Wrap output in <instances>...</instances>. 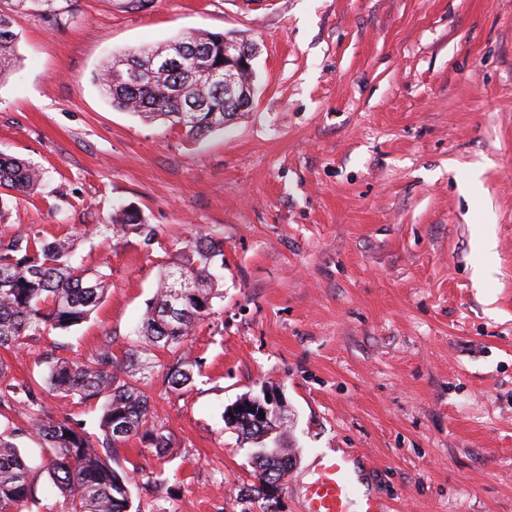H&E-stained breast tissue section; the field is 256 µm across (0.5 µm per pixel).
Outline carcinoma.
Returning <instances> with one entry per match:
<instances>
[{
  "label": "carcinoma",
  "mask_w": 512,
  "mask_h": 512,
  "mask_svg": "<svg viewBox=\"0 0 512 512\" xmlns=\"http://www.w3.org/2000/svg\"><path fill=\"white\" fill-rule=\"evenodd\" d=\"M18 34L11 19L0 14V76L17 59ZM224 36L198 30L158 47L128 50L112 57L97 80L113 107L146 121L184 125L187 133L205 137L224 129V85L212 75L224 74ZM43 172L31 163L0 156V218L3 192L31 196ZM135 231L145 245L157 236L131 209L96 226L106 238L113 228ZM224 268V246L205 230L183 242L164 273L160 298L143 318L145 340L118 355L106 340L94 353L60 356L45 353L46 369L38 380L16 383L9 365L0 360V409H19L26 428L14 422L0 427V512L30 495L28 468L14 442L19 435L38 439L53 449L49 471L68 501L69 512H130L132 477L111 467L99 449L118 448L133 437L147 441L157 457L165 455L170 438L157 425L149 398L135 378L139 355L163 349L172 357L167 383L174 390L193 380V361L186 348L196 326L213 313L214 271ZM109 264L88 267L75 259V239L47 237L35 226L0 239V349H19L32 336L69 332L87 322L107 290ZM52 390L71 404L99 411L97 430L63 412L44 415L41 394ZM237 429L256 442L266 428L249 409L237 413ZM254 456L255 478L283 481L288 474L286 451Z\"/></svg>",
  "instance_id": "cac0c4a2"
}]
</instances>
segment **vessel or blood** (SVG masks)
Here are the masks:
<instances>
[{
	"mask_svg": "<svg viewBox=\"0 0 512 512\" xmlns=\"http://www.w3.org/2000/svg\"><path fill=\"white\" fill-rule=\"evenodd\" d=\"M354 487L346 459L330 457L321 461L308 491L305 512H349Z\"/></svg>",
	"mask_w": 512,
	"mask_h": 512,
	"instance_id": "vessel-or-blood-1",
	"label": "vessel or blood"
}]
</instances>
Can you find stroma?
I'll return each mask as SVG.
<instances>
[{"label": "stroma", "mask_w": 512, "mask_h": 512, "mask_svg": "<svg viewBox=\"0 0 512 512\" xmlns=\"http://www.w3.org/2000/svg\"><path fill=\"white\" fill-rule=\"evenodd\" d=\"M18 35L0 78V155L44 172L5 217L109 262L98 311L1 356L38 376L60 343L126 349L161 271L197 230L224 245L214 312L171 390L141 386L171 439L112 456L132 512H259L252 445L226 407L279 390L300 460L282 512H305L323 457L361 463L393 512H512V0H0ZM206 30L258 47L247 112L201 138L112 107L114 54ZM158 235L88 238L121 208ZM492 235L491 253L479 248ZM16 445L31 496L68 512L50 449Z\"/></svg>", "instance_id": "obj_1"}]
</instances>
